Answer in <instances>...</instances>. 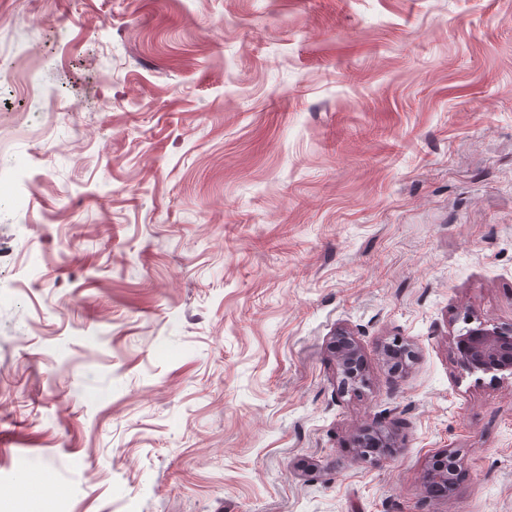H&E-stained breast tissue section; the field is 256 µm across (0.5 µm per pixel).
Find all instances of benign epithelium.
Masks as SVG:
<instances>
[{
    "mask_svg": "<svg viewBox=\"0 0 512 512\" xmlns=\"http://www.w3.org/2000/svg\"><path fill=\"white\" fill-rule=\"evenodd\" d=\"M466 327L456 336V351L462 365L470 373L497 374L507 372L512 375V324H489L472 314L464 317ZM382 353L391 364V375L395 379L403 377L407 362L415 359L413 347L400 340L382 346ZM338 364L342 384L346 389L356 390L365 384L362 355L355 339L341 337L338 351ZM360 446L366 457L379 461L382 452L391 447V436L381 428H373L361 436ZM438 464H433L424 476L426 489H438L440 495L452 493L457 484V459L450 450L435 456Z\"/></svg>",
    "mask_w": 512,
    "mask_h": 512,
    "instance_id": "7a95c632",
    "label": "benign epithelium"
}]
</instances>
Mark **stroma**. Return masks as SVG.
Masks as SVG:
<instances>
[{
	"label": "stroma",
	"instance_id": "obj_1",
	"mask_svg": "<svg viewBox=\"0 0 512 512\" xmlns=\"http://www.w3.org/2000/svg\"><path fill=\"white\" fill-rule=\"evenodd\" d=\"M467 312L512 323V0H0V512H512ZM338 364L342 384L347 390H357L365 382L362 355L355 339L348 335L341 337L338 348ZM382 353L392 366L391 375L394 379L402 378L407 369V361L415 359L413 347L400 340H396L393 344L383 345ZM360 446L364 448V456L371 458L373 461H379L385 457V454H380L384 448H391V436L389 433L381 428H373L361 436ZM448 460L452 462L451 466H448ZM436 461H441V464L435 465ZM457 467L456 456L450 450L447 449L437 454L424 476L427 493L435 497L448 496L452 493L457 484ZM429 489H439L440 493L438 495L430 494Z\"/></svg>",
	"mask_w": 512,
	"mask_h": 512
}]
</instances>
